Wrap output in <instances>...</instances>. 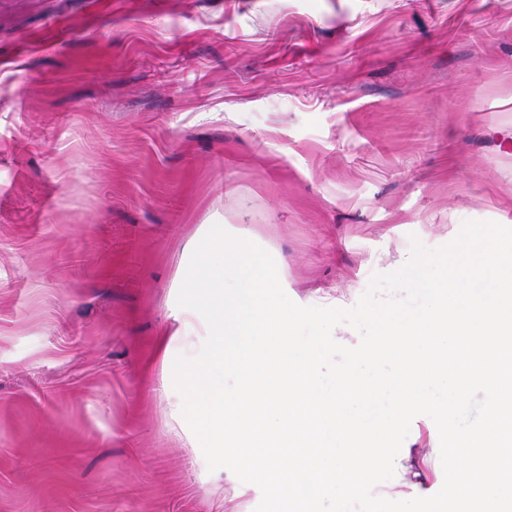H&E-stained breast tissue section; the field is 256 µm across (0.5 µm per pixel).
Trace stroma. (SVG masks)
Instances as JSON below:
<instances>
[{
    "label": "stroma",
    "instance_id": "35a3bbf8",
    "mask_svg": "<svg viewBox=\"0 0 512 512\" xmlns=\"http://www.w3.org/2000/svg\"><path fill=\"white\" fill-rule=\"evenodd\" d=\"M512 225V0H0V512H254L170 430L203 224L354 307Z\"/></svg>",
    "mask_w": 512,
    "mask_h": 512
}]
</instances>
